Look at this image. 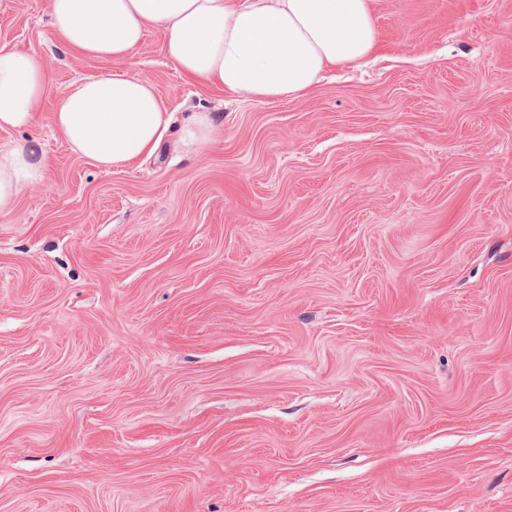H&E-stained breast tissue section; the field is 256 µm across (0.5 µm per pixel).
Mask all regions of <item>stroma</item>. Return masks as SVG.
<instances>
[{
	"mask_svg": "<svg viewBox=\"0 0 512 512\" xmlns=\"http://www.w3.org/2000/svg\"><path fill=\"white\" fill-rule=\"evenodd\" d=\"M0 48L57 90L150 81L171 121L106 172L53 132L0 215V512H512V0H369L377 43L304 97ZM209 112L224 137L178 146Z\"/></svg>",
	"mask_w": 512,
	"mask_h": 512,
	"instance_id": "1",
	"label": "stroma"
}]
</instances>
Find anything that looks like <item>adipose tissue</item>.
<instances>
[{"instance_id":"adipose-tissue-1","label":"adipose tissue","mask_w":512,"mask_h":512,"mask_svg":"<svg viewBox=\"0 0 512 512\" xmlns=\"http://www.w3.org/2000/svg\"><path fill=\"white\" fill-rule=\"evenodd\" d=\"M60 44L121 60L160 27L181 73L260 101L298 99L328 68L372 52L377 30L369 0H49ZM54 92L42 58L0 48V129L25 130ZM70 151L105 169L151 155L168 131L154 85L122 73L72 84L54 115ZM211 113H192L181 144L197 152L223 138ZM49 159L34 139L0 147V214L27 188L45 183Z\"/></svg>"}]
</instances>
